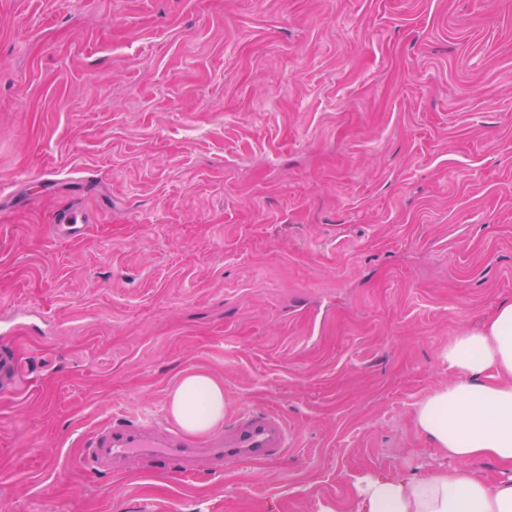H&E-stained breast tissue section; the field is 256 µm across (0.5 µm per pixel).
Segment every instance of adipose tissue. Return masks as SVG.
<instances>
[{"label": "adipose tissue", "instance_id": "adipose-tissue-1", "mask_svg": "<svg viewBox=\"0 0 512 512\" xmlns=\"http://www.w3.org/2000/svg\"><path fill=\"white\" fill-rule=\"evenodd\" d=\"M438 359L450 378L414 408L437 458L407 474L357 477V512H512V301L449 340ZM224 410L223 382L202 369L183 372L169 397L171 417L192 433L220 426ZM486 459L501 468L496 481L475 467Z\"/></svg>", "mask_w": 512, "mask_h": 512}]
</instances>
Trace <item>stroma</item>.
Segmentation results:
<instances>
[{
	"mask_svg": "<svg viewBox=\"0 0 512 512\" xmlns=\"http://www.w3.org/2000/svg\"><path fill=\"white\" fill-rule=\"evenodd\" d=\"M511 299L512 0H0V512L349 501L435 456L437 354ZM195 368L287 448L84 464ZM54 224V232L58 237L76 239L83 236L87 229L86 218L75 210H64ZM20 383L19 364L13 348L9 345L0 347V396L16 393Z\"/></svg>",
	"mask_w": 512,
	"mask_h": 512,
	"instance_id": "35a3bbf8",
	"label": "stroma"
}]
</instances>
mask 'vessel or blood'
I'll use <instances>...</instances> for the list:
<instances>
[{
    "label": "vessel or blood",
    "mask_w": 512,
    "mask_h": 512,
    "mask_svg": "<svg viewBox=\"0 0 512 512\" xmlns=\"http://www.w3.org/2000/svg\"><path fill=\"white\" fill-rule=\"evenodd\" d=\"M85 217L75 210H65L54 226L58 237L76 239L86 232ZM20 383L19 364L13 348L0 346V396L16 393ZM288 446V427L271 411L242 413L225 430L198 437L179 429L159 434L152 420L123 419L100 424L87 442L89 465L110 472L123 467L136 455L150 464L174 468L189 476L198 460H207L215 472H223L228 460L265 458Z\"/></svg>",
    "instance_id": "vessel-or-blood-1"
}]
</instances>
